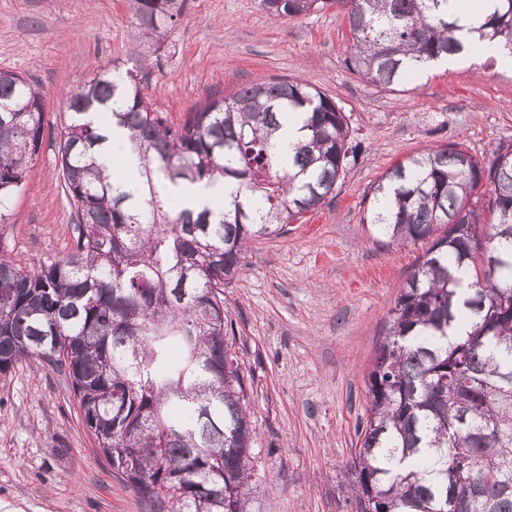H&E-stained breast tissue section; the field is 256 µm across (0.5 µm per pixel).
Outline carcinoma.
<instances>
[{
	"instance_id": "obj_1",
	"label": "carcinoma",
	"mask_w": 512,
	"mask_h": 512,
	"mask_svg": "<svg viewBox=\"0 0 512 512\" xmlns=\"http://www.w3.org/2000/svg\"><path fill=\"white\" fill-rule=\"evenodd\" d=\"M494 2L477 27L448 14V0L260 7L279 19L336 7L352 34L349 72L396 92L480 43L512 53V0ZM183 3L132 0L145 44L164 42ZM100 107L142 160L133 190L95 164ZM66 109L57 158L76 245L29 271L0 251V374L33 356L65 367L86 429L147 512H247L251 398L224 286L250 239L281 234L335 192L361 142L336 100L286 78L209 95L175 125L134 70L114 65L73 86ZM299 114L290 172L271 138ZM43 115L41 89L0 70L1 224L42 143ZM223 179L237 189L220 210H176L172 189ZM372 194L362 223L390 244L430 246L388 312L365 381L352 462L359 512H512V145L487 159L432 147L390 168Z\"/></svg>"
}]
</instances>
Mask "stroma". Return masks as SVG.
Returning a JSON list of instances; mask_svg holds the SVG:
<instances>
[{
    "instance_id": "stroma-1",
    "label": "stroma",
    "mask_w": 512,
    "mask_h": 512,
    "mask_svg": "<svg viewBox=\"0 0 512 512\" xmlns=\"http://www.w3.org/2000/svg\"><path fill=\"white\" fill-rule=\"evenodd\" d=\"M336 9L288 21L258 0H186L160 49L144 47L128 0H0V69L44 91V139L0 227L24 268L76 243L54 137L63 93L97 67L136 69L172 123L208 94L285 77L334 97L364 153L318 210L252 241L224 290L252 380L259 480L250 512H358L351 465L367 416L365 379L389 309L426 243L387 244L363 224L398 161L457 143L484 158L512 144V68L457 57L408 91L362 82ZM0 512H144L85 429L65 369L32 357L0 375Z\"/></svg>"
}]
</instances>
